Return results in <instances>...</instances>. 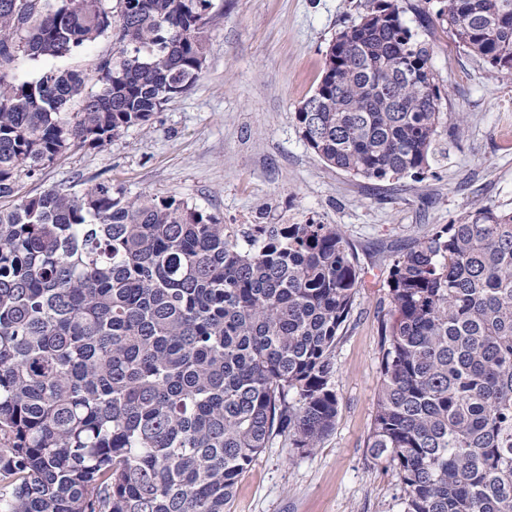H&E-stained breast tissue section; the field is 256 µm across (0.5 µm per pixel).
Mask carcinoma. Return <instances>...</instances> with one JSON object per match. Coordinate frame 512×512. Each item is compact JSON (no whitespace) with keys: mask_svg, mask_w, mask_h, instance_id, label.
<instances>
[{"mask_svg":"<svg viewBox=\"0 0 512 512\" xmlns=\"http://www.w3.org/2000/svg\"><path fill=\"white\" fill-rule=\"evenodd\" d=\"M211 0H0V200L187 92ZM398 4L341 31L296 112L324 162L419 179L441 121L432 43ZM512 77V0H440ZM112 51L16 81L15 61ZM337 224H225L110 183L0 206V512H229L274 436L336 424L333 351L362 285ZM367 448L402 512H512V212L437 224L389 267Z\"/></svg>","mask_w":512,"mask_h":512,"instance_id":"1","label":"carcinoma"}]
</instances>
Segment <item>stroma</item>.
Returning <instances> with one entry per match:
<instances>
[{
	"label": "stroma",
	"mask_w": 512,
	"mask_h": 512,
	"mask_svg": "<svg viewBox=\"0 0 512 512\" xmlns=\"http://www.w3.org/2000/svg\"><path fill=\"white\" fill-rule=\"evenodd\" d=\"M399 5L433 43L443 92L437 150L420 180L374 181L329 166L295 118L330 44L371 0H212L202 74L148 130L73 147L19 178L29 196L109 182L132 195L176 196L227 224L341 226L364 276L333 352L336 425L312 450L273 437L241 474L230 512H401L398 475L367 448L391 319L389 263L475 206L512 211V81L439 24L438 0Z\"/></svg>",
	"instance_id": "stroma-1"
}]
</instances>
